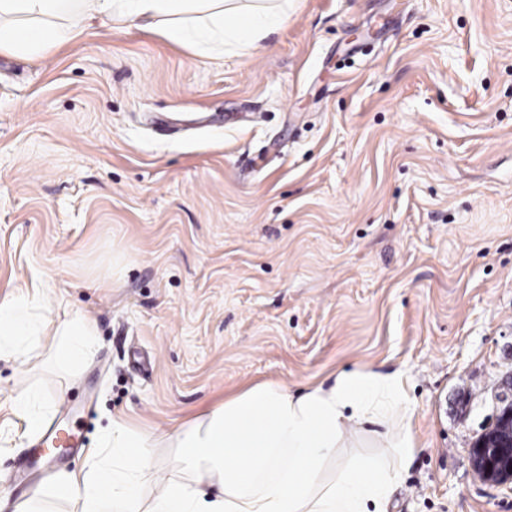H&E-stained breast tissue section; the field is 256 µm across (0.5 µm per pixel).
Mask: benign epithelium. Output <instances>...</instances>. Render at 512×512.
Segmentation results:
<instances>
[{"label":"benign epithelium","instance_id":"7a95c632","mask_svg":"<svg viewBox=\"0 0 512 512\" xmlns=\"http://www.w3.org/2000/svg\"><path fill=\"white\" fill-rule=\"evenodd\" d=\"M501 407L494 425L469 448L476 471L494 482H512V380L507 394L500 398Z\"/></svg>","mask_w":512,"mask_h":512}]
</instances>
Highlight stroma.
Masks as SVG:
<instances>
[{
    "label": "stroma",
    "instance_id": "obj_1",
    "mask_svg": "<svg viewBox=\"0 0 512 512\" xmlns=\"http://www.w3.org/2000/svg\"><path fill=\"white\" fill-rule=\"evenodd\" d=\"M47 334L0 360V506L84 467L113 418L164 431L257 383L400 375L416 450L388 512H512L474 468L512 379V0H291L202 57L93 20L0 52V296ZM92 355L59 364L74 312ZM34 388L76 447L39 458ZM16 407L25 421L28 433H34L43 426L46 410L39 402L35 391H23L16 400Z\"/></svg>",
    "mask_w": 512,
    "mask_h": 512
}]
</instances>
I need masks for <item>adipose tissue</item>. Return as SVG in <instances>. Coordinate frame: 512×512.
Here are the masks:
<instances>
[{
	"mask_svg": "<svg viewBox=\"0 0 512 512\" xmlns=\"http://www.w3.org/2000/svg\"><path fill=\"white\" fill-rule=\"evenodd\" d=\"M101 15L116 24L160 25L168 42L210 54L258 46L288 9L283 0H0V52L40 54ZM41 294L35 287L0 299L1 359L23 362L39 348ZM61 334L59 362L92 353L89 316L76 315ZM407 413L401 377L366 368L303 391L258 383L161 435L113 419L101 441L110 456L65 475L55 491L80 501L82 512H387L399 466L416 448L409 431L379 436L396 465L360 458L336 475L327 470L351 432L406 420ZM162 442L176 448L181 475L142 507L138 490L152 469L151 450Z\"/></svg>",
	"mask_w": 512,
	"mask_h": 512,
	"instance_id": "1",
	"label": "adipose tissue"
}]
</instances>
